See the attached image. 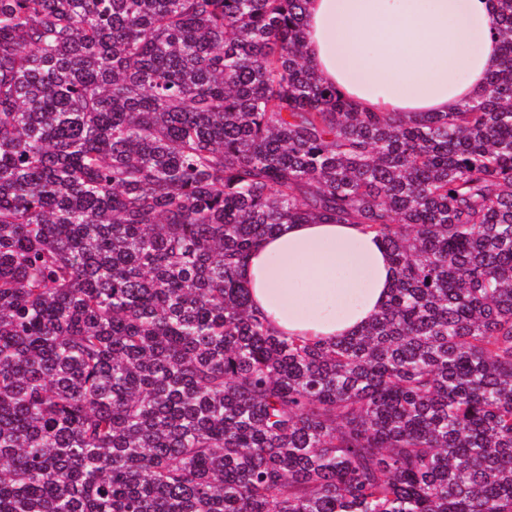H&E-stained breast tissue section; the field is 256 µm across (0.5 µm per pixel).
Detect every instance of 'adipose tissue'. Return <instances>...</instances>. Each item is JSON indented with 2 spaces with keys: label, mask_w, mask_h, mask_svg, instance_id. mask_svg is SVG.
Masks as SVG:
<instances>
[{
  "label": "adipose tissue",
  "mask_w": 512,
  "mask_h": 512,
  "mask_svg": "<svg viewBox=\"0 0 512 512\" xmlns=\"http://www.w3.org/2000/svg\"><path fill=\"white\" fill-rule=\"evenodd\" d=\"M492 0H307L305 44L356 112L457 111L500 59ZM281 336L333 342L386 303L390 252L358 224H284L239 268Z\"/></svg>",
  "instance_id": "adipose-tissue-1"
}]
</instances>
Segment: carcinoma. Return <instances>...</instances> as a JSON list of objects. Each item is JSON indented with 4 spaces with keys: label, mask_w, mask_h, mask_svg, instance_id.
Wrapping results in <instances>:
<instances>
[{
    "label": "carcinoma",
    "mask_w": 512,
    "mask_h": 512,
    "mask_svg": "<svg viewBox=\"0 0 512 512\" xmlns=\"http://www.w3.org/2000/svg\"><path fill=\"white\" fill-rule=\"evenodd\" d=\"M448 114L353 112L306 0H0V512H512V0ZM363 224L356 335L238 268ZM393 276L386 244L360 224H282L239 268L275 333L324 342L360 331L386 303Z\"/></svg>",
    "instance_id": "carcinoma-1"
}]
</instances>
